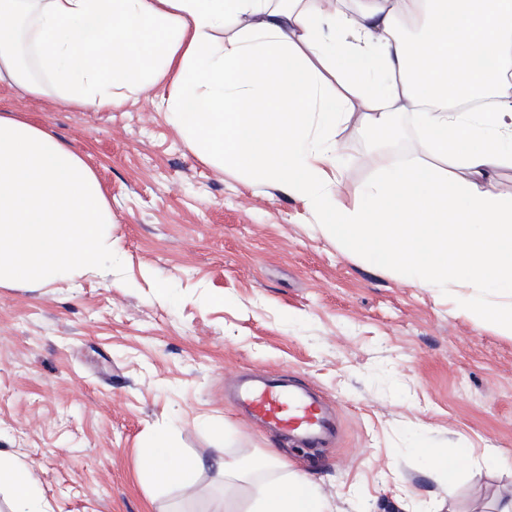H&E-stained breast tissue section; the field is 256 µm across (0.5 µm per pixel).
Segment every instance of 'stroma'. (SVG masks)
Instances as JSON below:
<instances>
[{"label": "stroma", "instance_id": "stroma-1", "mask_svg": "<svg viewBox=\"0 0 512 512\" xmlns=\"http://www.w3.org/2000/svg\"><path fill=\"white\" fill-rule=\"evenodd\" d=\"M170 91L94 112L0 89V113L48 126L95 172L113 246L74 277L0 288V451L36 471L51 512H211L218 448L278 451L332 512H496L512 337L344 249L277 182L203 163L160 104ZM342 140L349 207L382 160L354 125ZM280 372L335 408V443L295 448L240 415L230 385ZM158 430L202 460L194 495L144 479ZM427 448L453 458L454 491Z\"/></svg>", "mask_w": 512, "mask_h": 512}]
</instances>
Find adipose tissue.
Segmentation results:
<instances>
[{
  "instance_id": "adipose-tissue-1",
  "label": "adipose tissue",
  "mask_w": 512,
  "mask_h": 512,
  "mask_svg": "<svg viewBox=\"0 0 512 512\" xmlns=\"http://www.w3.org/2000/svg\"><path fill=\"white\" fill-rule=\"evenodd\" d=\"M237 32L224 45L214 33ZM414 38H406L405 28ZM170 79L165 106L198 157L277 181L323 230L398 278L463 290L462 312L512 336V0H0V86L105 110ZM428 156L389 164L357 208L335 211L325 163L347 124L393 131L404 105ZM466 173L452 186L441 165ZM112 213L94 171L44 125L0 113V287L47 285L102 253ZM145 472L192 492L200 460L164 435ZM226 492L257 484L249 512H330L275 453L215 457ZM12 512H48L33 470L0 456Z\"/></svg>"
}]
</instances>
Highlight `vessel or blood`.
I'll list each match as a JSON object with an SVG mask.
<instances>
[{
    "label": "vessel or blood",
    "instance_id": "vessel-or-blood-1",
    "mask_svg": "<svg viewBox=\"0 0 512 512\" xmlns=\"http://www.w3.org/2000/svg\"><path fill=\"white\" fill-rule=\"evenodd\" d=\"M237 393L252 417L301 446H317L336 432V419L322 397L287 377L244 382Z\"/></svg>",
    "mask_w": 512,
    "mask_h": 512
}]
</instances>
